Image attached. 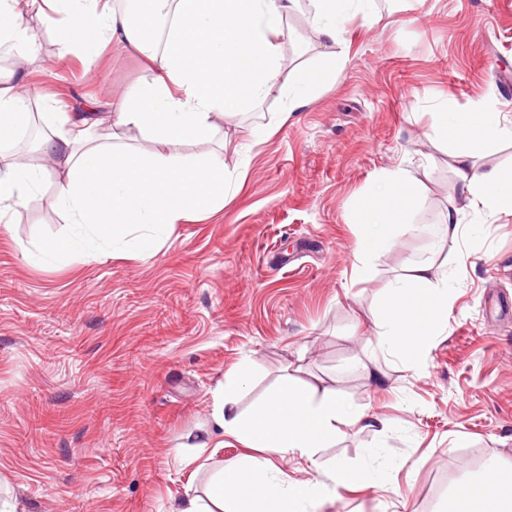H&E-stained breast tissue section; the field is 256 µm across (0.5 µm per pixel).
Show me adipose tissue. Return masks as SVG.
I'll list each match as a JSON object with an SVG mask.
<instances>
[{"label":"adipose tissue","instance_id":"ef3b65f1","mask_svg":"<svg viewBox=\"0 0 512 512\" xmlns=\"http://www.w3.org/2000/svg\"><path fill=\"white\" fill-rule=\"evenodd\" d=\"M299 0H144L137 15L115 8L112 0H0V46H7L14 69L0 72V143L14 140L31 120V103H40L47 126L35 150L41 160L15 159L0 167V222L11 223L47 181L56 185L55 203L71 224L62 237L41 241L25 257L34 263L60 258L98 259L104 247L133 245L155 254L174 224L210 213L224 203L233 179L224 155L211 150L222 125L269 97L283 100L288 120L312 102L348 62L337 54L341 27L350 13L373 16L374 0H311L320 48L316 69L284 77L283 23ZM38 16L56 38L58 77L70 58L98 57L118 47L148 60L155 73L116 93L111 110L62 112L43 88L18 79L39 57L37 36L28 25ZM435 140L449 133L461 143L453 150L457 177L454 200L441 214L437 236L456 245L470 212L512 214V166L477 169L480 151L512 138L493 101L471 111L439 106ZM150 141L141 149L133 135ZM189 144L206 153L185 154ZM376 201L359 215L357 279L371 272L374 255L389 251L400 226L425 189L409 169L381 171L374 180ZM434 259L412 263L392 281L374 351L415 365L448 321V279L434 272ZM249 381L247 367L225 373L213 391L206 445L225 439L253 449L238 465L216 470L203 492L186 495L174 512H309L337 488L359 482L379 484L378 469L356 471L337 465L324 477L291 480L274 463L295 456L314 461L318 451L360 424H379L376 415L357 410L335 389L285 375L250 411L238 408ZM458 512H512V467L492 465L466 482Z\"/></svg>","mask_w":512,"mask_h":512}]
</instances>
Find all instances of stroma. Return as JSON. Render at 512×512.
<instances>
[{
  "mask_svg": "<svg viewBox=\"0 0 512 512\" xmlns=\"http://www.w3.org/2000/svg\"><path fill=\"white\" fill-rule=\"evenodd\" d=\"M376 20L348 17L335 81L254 144L274 101L224 125V167L245 170L221 210L174 225L153 256L104 255L34 264L24 249L68 231L52 183L20 220L0 227V490L17 512H169L209 468L235 465L243 446L196 450L212 391L247 360V409L289 369L336 389L388 423L353 428L315 463L291 458L289 479L341 462L384 466L378 487L337 488L315 512H448L458 488L490 461L512 466V215H469L448 259L446 330L420 368L378 360L358 368L376 332L372 315L408 263L431 256L454 197L449 149L433 142L434 111L491 99L512 114V0H375ZM286 24L289 68L315 48L311 6ZM147 74L137 54L108 48L93 71L72 60L44 84L68 111ZM423 172L409 228L353 278L357 211L384 169Z\"/></svg>",
  "mask_w": 512,
  "mask_h": 512,
  "instance_id": "35a3bbf8",
  "label": "stroma"
}]
</instances>
